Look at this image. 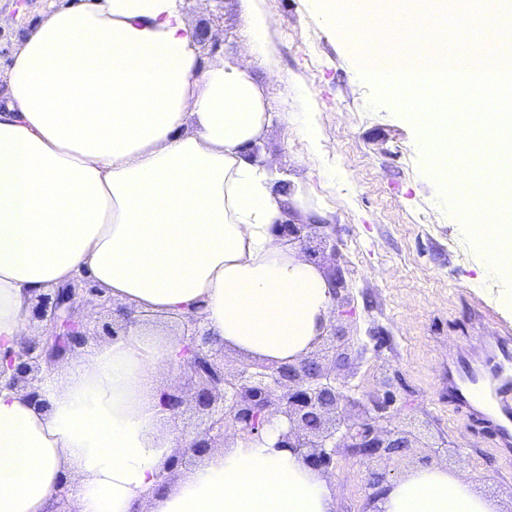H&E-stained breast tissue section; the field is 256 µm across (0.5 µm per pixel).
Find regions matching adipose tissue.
Segmentation results:
<instances>
[{"instance_id":"1","label":"adipose tissue","mask_w":512,"mask_h":512,"mask_svg":"<svg viewBox=\"0 0 512 512\" xmlns=\"http://www.w3.org/2000/svg\"><path fill=\"white\" fill-rule=\"evenodd\" d=\"M268 115L244 62L203 63L183 0H68L11 54L0 82V355L32 328V297L89 279L135 328L55 367L44 406L0 388V512H52L65 474L78 512H336V485L262 438L208 452L168 490L178 336L145 317L201 308L218 346L306 357L333 285L274 227L298 196L250 157ZM379 512H503L467 474L386 483Z\"/></svg>"}]
</instances>
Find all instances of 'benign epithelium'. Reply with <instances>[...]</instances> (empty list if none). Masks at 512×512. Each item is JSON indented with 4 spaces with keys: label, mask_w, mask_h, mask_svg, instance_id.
<instances>
[{
    "label": "benign epithelium",
    "mask_w": 512,
    "mask_h": 512,
    "mask_svg": "<svg viewBox=\"0 0 512 512\" xmlns=\"http://www.w3.org/2000/svg\"><path fill=\"white\" fill-rule=\"evenodd\" d=\"M278 237L303 242L304 224L281 223ZM98 291L68 284L48 294H38L31 306V321L42 335L24 342L20 350L0 367V383L27 390V397L40 403L45 372L94 335L92 323L80 311L87 296ZM178 365L187 369V386L202 414L201 427L185 442V451L200 456L222 439L244 441L261 435L275 417L284 421L275 447L302 457L312 468L328 471L336 455L346 450L362 458L391 460L411 448L405 432L387 424L389 403L375 401L372 407L346 396L336 375L314 356L298 362L255 364L229 372L224 352L214 343L202 317H189L177 353ZM358 409L363 419L346 413Z\"/></svg>",
    "instance_id": "obj_1"
}]
</instances>
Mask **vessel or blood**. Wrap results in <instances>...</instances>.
Listing matches in <instances>:
<instances>
[{
	"instance_id": "b4317fda",
	"label": "vessel or blood",
	"mask_w": 512,
	"mask_h": 512,
	"mask_svg": "<svg viewBox=\"0 0 512 512\" xmlns=\"http://www.w3.org/2000/svg\"><path fill=\"white\" fill-rule=\"evenodd\" d=\"M448 404L496 447H512V336H490L480 353L449 361Z\"/></svg>"
}]
</instances>
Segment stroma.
Masks as SVG:
<instances>
[{"instance_id": "35a3bbf8", "label": "stroma", "mask_w": 512, "mask_h": 512, "mask_svg": "<svg viewBox=\"0 0 512 512\" xmlns=\"http://www.w3.org/2000/svg\"><path fill=\"white\" fill-rule=\"evenodd\" d=\"M16 4L23 13L0 28V71L49 0H0V9ZM258 5L276 20L269 62L250 69L270 114L264 155L282 187L306 202L289 208L286 220L314 224L306 206L317 205L336 240L335 252H316L312 261L346 277L349 312L332 323L356 358L336 380L364 403L391 396L392 424L412 438L390 462L337 455L336 512H361L368 470L392 480L428 464L467 472L512 512V452L448 404L449 355L479 351L488 334L512 335V282L488 264L465 216L450 210L429 177L422 132L392 102L376 103L377 88L317 0ZM184 13L194 32L218 42V57L238 56L248 37L239 0H185ZM309 122L320 131L314 146Z\"/></svg>"}]
</instances>
